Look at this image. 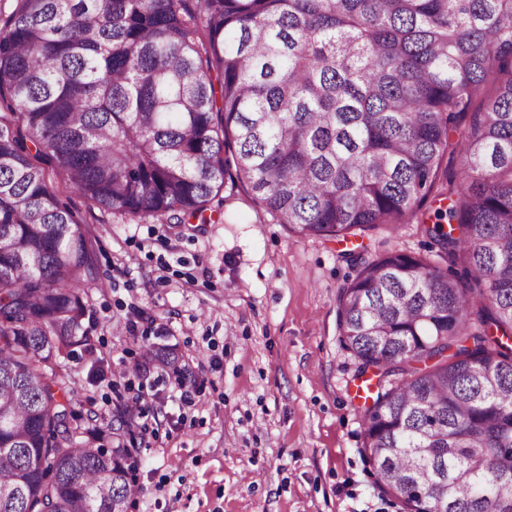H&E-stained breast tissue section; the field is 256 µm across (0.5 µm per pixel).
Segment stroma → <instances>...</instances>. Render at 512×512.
Segmentation results:
<instances>
[{
	"mask_svg": "<svg viewBox=\"0 0 512 512\" xmlns=\"http://www.w3.org/2000/svg\"><path fill=\"white\" fill-rule=\"evenodd\" d=\"M87 230L92 351L66 362L79 413L110 425L141 405L128 512H402L362 452L363 384L340 343L344 255L428 253L418 224L343 240L304 236L235 189L207 223L128 220L90 206L48 168ZM188 379H143L146 346ZM143 362L166 367L172 373L183 374L178 356L169 348L148 346L144 349Z\"/></svg>",
	"mask_w": 512,
	"mask_h": 512,
	"instance_id": "35a3bbf8",
	"label": "stroma"
}]
</instances>
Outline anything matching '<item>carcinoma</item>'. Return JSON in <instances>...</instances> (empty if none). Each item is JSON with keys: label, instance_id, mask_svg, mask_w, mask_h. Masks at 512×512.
Masks as SVG:
<instances>
[{"label": "carcinoma", "instance_id": "obj_1", "mask_svg": "<svg viewBox=\"0 0 512 512\" xmlns=\"http://www.w3.org/2000/svg\"><path fill=\"white\" fill-rule=\"evenodd\" d=\"M8 2L0 512H128L137 492L134 412L97 445L64 372L91 348L93 270L40 157L130 219L204 221L228 179L302 235L423 225L462 274L345 254L341 342L377 377L364 452L404 512H512V0ZM143 362L183 373L164 346Z\"/></svg>", "mask_w": 512, "mask_h": 512}]
</instances>
